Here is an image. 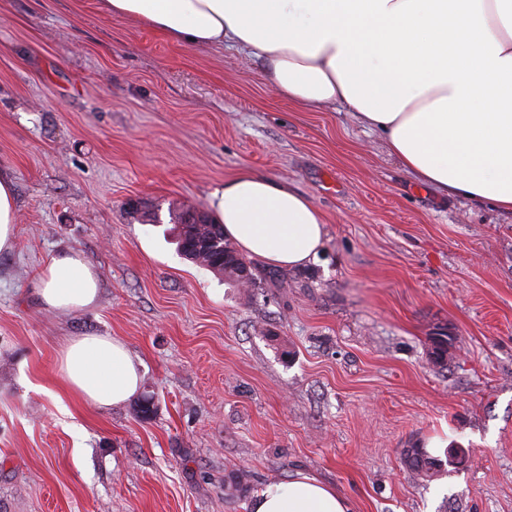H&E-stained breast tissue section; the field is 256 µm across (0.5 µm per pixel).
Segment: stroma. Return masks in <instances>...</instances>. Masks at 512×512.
Here are the masks:
<instances>
[{
	"label": "stroma",
	"mask_w": 512,
	"mask_h": 512,
	"mask_svg": "<svg viewBox=\"0 0 512 512\" xmlns=\"http://www.w3.org/2000/svg\"><path fill=\"white\" fill-rule=\"evenodd\" d=\"M244 166L327 217L314 262H259L252 291L184 259L171 223ZM0 168L18 201L0 512H248L298 470L355 512H512L511 212L420 184L343 107L289 103L235 48L177 45L100 0H0ZM68 250L100 297L51 312L36 275ZM85 335L141 360L137 396L102 410L67 391L60 351ZM412 445L470 458L422 483Z\"/></svg>",
	"instance_id": "stroma-1"
}]
</instances>
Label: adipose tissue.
<instances>
[{"label": "adipose tissue", "instance_id": "obj_1", "mask_svg": "<svg viewBox=\"0 0 512 512\" xmlns=\"http://www.w3.org/2000/svg\"><path fill=\"white\" fill-rule=\"evenodd\" d=\"M106 14L147 24L185 47L230 45L263 81L307 108L338 104L377 132L423 184L512 212V0H102ZM226 237L246 255L301 268L323 246L325 218L307 198L243 168L211 193ZM46 309L96 304L99 275L77 251L39 272ZM141 361L112 336H76L59 369L101 409L141 387ZM249 512H353L350 499L296 471L264 484Z\"/></svg>", "mask_w": 512, "mask_h": 512}]
</instances>
